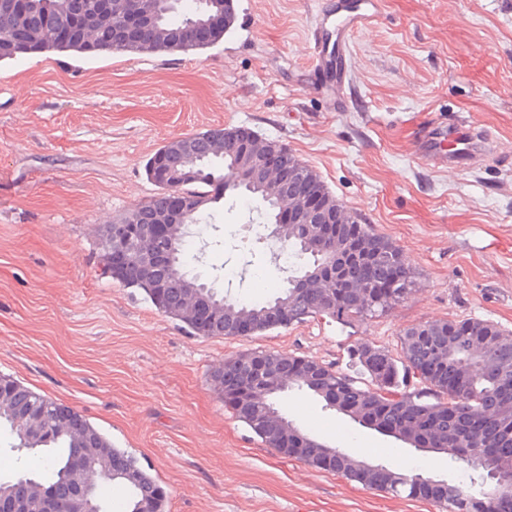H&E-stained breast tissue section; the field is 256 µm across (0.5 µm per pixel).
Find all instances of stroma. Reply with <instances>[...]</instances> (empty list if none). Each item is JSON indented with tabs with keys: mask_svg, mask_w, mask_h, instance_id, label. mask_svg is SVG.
Segmentation results:
<instances>
[{
	"mask_svg": "<svg viewBox=\"0 0 512 512\" xmlns=\"http://www.w3.org/2000/svg\"><path fill=\"white\" fill-rule=\"evenodd\" d=\"M222 43L187 54L45 52L0 62V374L67 405L136 456L167 512H437L280 456L224 406L227 358L278 350L339 369L349 348L397 352L404 328L478 318L512 331V0H385L351 37L347 102L312 69L310 27L336 0H234ZM467 117L494 158L439 167L415 153L429 126L446 148ZM246 126L288 146L336 200L392 240L408 295L350 328L323 318L202 337L103 272L99 228L156 192L145 164L168 139ZM185 268L218 294L270 298L301 262L272 258L239 198L215 205ZM237 276L225 283V268ZM284 413L317 440L448 481L447 455L359 425L291 391Z\"/></svg>",
	"mask_w": 512,
	"mask_h": 512,
	"instance_id": "stroma-1",
	"label": "stroma"
}]
</instances>
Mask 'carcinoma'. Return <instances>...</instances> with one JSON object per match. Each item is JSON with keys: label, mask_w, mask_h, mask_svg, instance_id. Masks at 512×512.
<instances>
[{"label": "carcinoma", "mask_w": 512, "mask_h": 512, "mask_svg": "<svg viewBox=\"0 0 512 512\" xmlns=\"http://www.w3.org/2000/svg\"><path fill=\"white\" fill-rule=\"evenodd\" d=\"M33 19L48 25L65 11L66 0H33L30 3ZM203 0H169L161 6V22L140 44L130 48L114 46L104 29H94L83 39L59 43L48 30L36 31L29 48L11 46V12L0 8V62L23 55L42 52H72L86 56L112 53L174 54L165 29L179 25L196 16L203 8ZM213 129L184 136L195 147L196 167L201 175L182 185V190L217 199L224 187L214 185L212 177L240 175L239 166L226 146L213 147L210 140ZM164 147H159L146 164V174L159 192L137 205V210L149 215L162 208L168 198L169 187L157 180L154 164ZM250 201L259 197L264 209L258 211L263 224L280 223V205L270 198V191H258L241 181L229 187ZM341 235L351 238L361 252H370L379 246L395 254L399 248L388 238L373 232L368 225L353 222L341 229ZM175 243L178 274H163L156 270L142 279L130 276L123 269L120 252L112 251V279L125 288L143 293L161 313L170 315L190 294L185 282L190 280L183 268L187 230L176 231ZM280 243L291 250L294 257L306 256L313 265L330 241L313 232L304 224H289L283 230ZM306 269L288 277L286 285L273 297L261 302L229 298L224 302V315L207 319L197 327L200 336L233 337L243 319L254 323L255 333L286 328L309 318H327L342 326H352L368 317L383 314L399 302L403 291L413 282L410 269L400 260H370L356 267L348 288H336L328 280L308 284L304 281ZM166 279L167 288L152 292L151 283ZM288 300V319L274 322L264 317L276 303ZM400 352L372 346H357L348 351V370H326L321 375L308 376L301 362L275 350H259L263 357V378L245 388L241 398H224L238 420L243 422L265 444L272 446L286 440L293 448L311 459L317 470L331 471L348 480L374 487L394 496L408 499L434 498L442 512H512V492L508 493L492 476V464L512 469V331L501 329L491 321L467 318L424 322L403 330L399 337ZM424 387L410 386L416 378L415 370ZM14 394L10 405L0 408V427L7 426L20 435L16 426L18 412L54 427L62 420L79 419L86 429L102 444L101 457L95 468H112L118 473L108 483L125 491L123 512H132L138 504H149L151 512H166L167 494L161 485L144 470L133 455L112 442L81 414L24 385L10 375L0 374V385ZM310 392L339 413H354L359 423L382 434L402 438L407 432L413 440L428 444L447 454L470 471L469 481L449 483L431 494L425 485L415 481L416 474L396 472L385 465L372 472L363 464L366 460L346 456L342 450L316 441L304 427L283 415L278 408L281 394L290 391ZM25 453L18 457L19 472L10 480L0 478V491L7 492L35 480L58 484L65 512H78V499L73 483L67 480V468L75 454L74 442L57 429L50 437H33L22 444ZM334 464L323 465L327 457Z\"/></svg>", "instance_id": "carcinoma-1"}]
</instances>
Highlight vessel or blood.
Instances as JSON below:
<instances>
[{"instance_id":"vessel-or-blood-1","label":"vessel or blood","mask_w":512,"mask_h":512,"mask_svg":"<svg viewBox=\"0 0 512 512\" xmlns=\"http://www.w3.org/2000/svg\"><path fill=\"white\" fill-rule=\"evenodd\" d=\"M381 5L382 0H343L336 8L333 24H326L320 16L315 19L310 37L324 70L331 77L337 100H344L347 95L346 56L349 39L378 16ZM442 136V129L430 128L419 136L415 148L435 165L443 167L467 165L476 152L490 144L489 139L468 127L460 136L459 149L447 151L441 146Z\"/></svg>"}]
</instances>
